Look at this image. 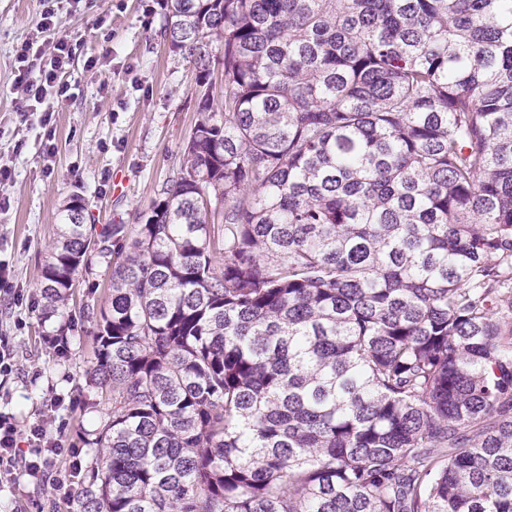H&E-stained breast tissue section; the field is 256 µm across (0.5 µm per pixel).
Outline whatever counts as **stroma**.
Returning a JSON list of instances; mask_svg holds the SVG:
<instances>
[{"label": "stroma", "mask_w": 512, "mask_h": 512, "mask_svg": "<svg viewBox=\"0 0 512 512\" xmlns=\"http://www.w3.org/2000/svg\"><path fill=\"white\" fill-rule=\"evenodd\" d=\"M41 10L42 0H0V165L12 172L0 182V263L24 297L0 298V338L17 353L16 371L0 376V411L13 414L24 433L53 395L64 394L48 425L70 450L52 465L64 475L73 459L95 455L83 438L110 410L84 375L109 290L103 260L91 257L69 303L68 352L56 355L44 338L58 319L41 320L27 301L38 295L61 206L77 193L95 224H137L178 168L198 112L192 70L163 39L165 0H57L44 31ZM61 37L77 43L60 76L71 96H47L52 118L45 125L18 108L17 51L32 43L29 63L39 69L50 61L41 44ZM76 510L50 480L0 486V512Z\"/></svg>", "instance_id": "35a3bbf8"}]
</instances>
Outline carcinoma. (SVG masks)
Here are the masks:
<instances>
[{
	"mask_svg": "<svg viewBox=\"0 0 512 512\" xmlns=\"http://www.w3.org/2000/svg\"><path fill=\"white\" fill-rule=\"evenodd\" d=\"M166 8L180 167L41 272L109 258L78 512H512V0Z\"/></svg>",
	"mask_w": 512,
	"mask_h": 512,
	"instance_id": "carcinoma-1",
	"label": "carcinoma"
}]
</instances>
